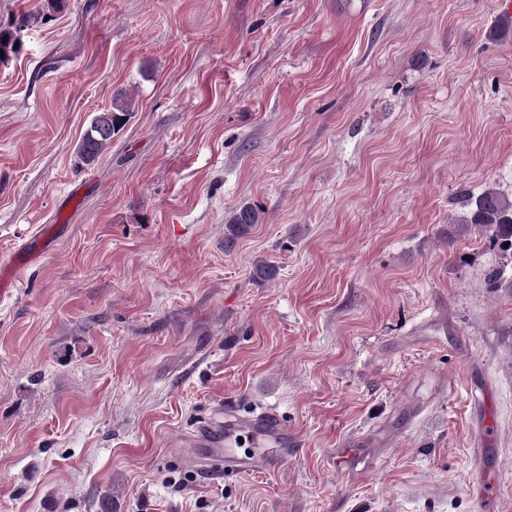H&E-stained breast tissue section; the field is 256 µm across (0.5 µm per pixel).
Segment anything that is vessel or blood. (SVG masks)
Wrapping results in <instances>:
<instances>
[{"label": "vessel or blood", "mask_w": 512, "mask_h": 512, "mask_svg": "<svg viewBox=\"0 0 512 512\" xmlns=\"http://www.w3.org/2000/svg\"><path fill=\"white\" fill-rule=\"evenodd\" d=\"M47 234L31 237L0 267L4 287L16 284L19 271L32 265L49 244ZM184 460L191 468L212 474H248L267 470L274 460L288 457L298 448L294 433L272 411L240 416L228 403H216L184 441ZM497 480L479 470L470 481V493L480 512H486L496 491Z\"/></svg>", "instance_id": "vessel-or-blood-1"}]
</instances>
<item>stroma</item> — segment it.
<instances>
[{
    "instance_id": "stroma-1",
    "label": "stroma",
    "mask_w": 512,
    "mask_h": 512,
    "mask_svg": "<svg viewBox=\"0 0 512 512\" xmlns=\"http://www.w3.org/2000/svg\"><path fill=\"white\" fill-rule=\"evenodd\" d=\"M496 2L66 0L20 31L42 0H0V259L56 228L0 298V512H478V441L512 512V252L462 200L512 198ZM220 400L300 447L198 474L179 442ZM107 115L111 124H105L101 131L102 117ZM133 109L128 97L121 95L112 99V104L108 109L96 112L91 118L89 125L85 129L80 141L76 146V156L85 166L94 165L98 159L112 146V137L119 133L121 129L132 118ZM108 132V133H107ZM262 213L250 205L236 209L224 224V248L230 250L255 224L261 223Z\"/></svg>"
}]
</instances>
